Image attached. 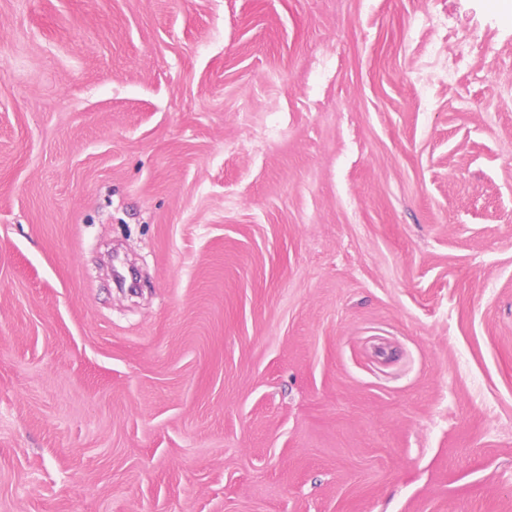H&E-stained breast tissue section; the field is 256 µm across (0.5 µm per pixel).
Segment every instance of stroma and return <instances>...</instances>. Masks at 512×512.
I'll return each instance as SVG.
<instances>
[{"label": "stroma", "mask_w": 512, "mask_h": 512, "mask_svg": "<svg viewBox=\"0 0 512 512\" xmlns=\"http://www.w3.org/2000/svg\"><path fill=\"white\" fill-rule=\"evenodd\" d=\"M0 512H512V0H0Z\"/></svg>", "instance_id": "35a3bbf8"}]
</instances>
